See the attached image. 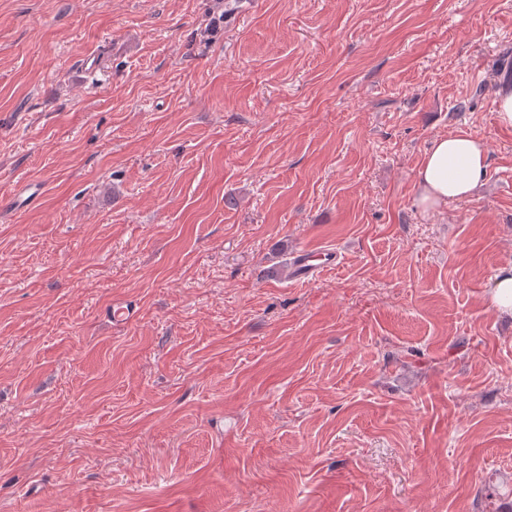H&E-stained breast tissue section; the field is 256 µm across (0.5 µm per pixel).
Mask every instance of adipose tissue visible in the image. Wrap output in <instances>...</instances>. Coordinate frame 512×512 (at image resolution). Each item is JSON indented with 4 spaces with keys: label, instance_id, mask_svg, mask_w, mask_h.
Listing matches in <instances>:
<instances>
[{
    "label": "adipose tissue",
    "instance_id": "adipose-tissue-1",
    "mask_svg": "<svg viewBox=\"0 0 512 512\" xmlns=\"http://www.w3.org/2000/svg\"><path fill=\"white\" fill-rule=\"evenodd\" d=\"M487 159L483 137L457 132L434 140L415 174L418 205L434 210L471 197L485 179Z\"/></svg>",
    "mask_w": 512,
    "mask_h": 512
}]
</instances>
